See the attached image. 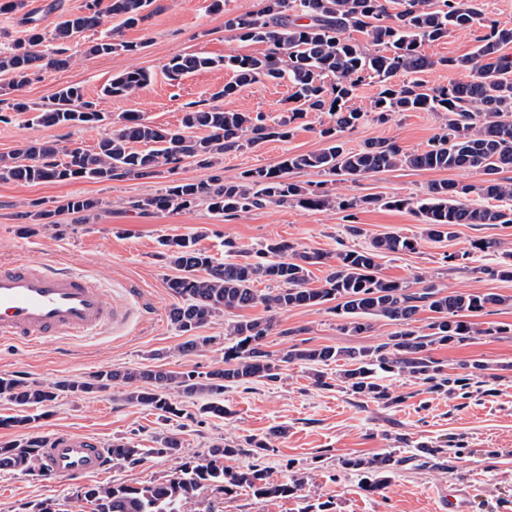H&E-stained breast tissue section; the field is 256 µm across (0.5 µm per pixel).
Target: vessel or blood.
Returning a JSON list of instances; mask_svg holds the SVG:
<instances>
[{
  "label": "vessel or blood",
  "instance_id": "obj_1",
  "mask_svg": "<svg viewBox=\"0 0 512 512\" xmlns=\"http://www.w3.org/2000/svg\"><path fill=\"white\" fill-rule=\"evenodd\" d=\"M121 320V309L91 276L17 258L0 262V341L42 344L97 335ZM46 469L70 480L109 466L101 442L62 432L47 439Z\"/></svg>",
  "mask_w": 512,
  "mask_h": 512
}]
</instances>
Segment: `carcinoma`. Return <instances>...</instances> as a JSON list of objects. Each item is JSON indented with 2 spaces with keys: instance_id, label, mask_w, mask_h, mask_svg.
I'll return each instance as SVG.
<instances>
[{
  "instance_id": "1",
  "label": "carcinoma",
  "mask_w": 512,
  "mask_h": 512,
  "mask_svg": "<svg viewBox=\"0 0 512 512\" xmlns=\"http://www.w3.org/2000/svg\"><path fill=\"white\" fill-rule=\"evenodd\" d=\"M100 0H85L77 13H62L53 40L56 47L42 49L43 38L31 33L24 42L0 49V74L13 87L29 80L30 72L41 63L53 68L71 64L68 44L87 31L102 26L104 13L121 19V25L133 26L143 20L142 12L151 0H111L107 11ZM403 9L391 13L385 0H265L261 12L230 16L224 29L240 41L262 43L261 53L229 58L175 56L166 71L172 80L201 69L224 65L235 73L233 81L216 92L228 98L239 88L260 78L271 81L288 79L301 102L296 111L326 112L331 124L320 130L326 147L313 153L292 154L273 168L258 167L243 171L235 181L224 180V153L244 146H256L270 138L290 136L287 123L271 126L260 112H229L220 107L189 111L182 127L203 128V137L181 131L159 129L138 114L123 118L112 135L100 140L92 150L59 147L27 141L8 155L0 156V181L24 184L73 180L110 181L124 177H144L163 165L185 161L213 168L216 173L205 182H178L165 191L133 203L146 212L171 208L188 209L199 201L211 211L226 216L260 208L267 203L293 201L307 210L338 207L350 210L355 199H337L326 191L316 192L288 179V173L313 170L345 179L389 171L400 166L426 170L474 169L482 179L477 184L438 181L427 188L426 198L417 202L414 213L422 218L430 239H448L460 224H512V209L475 207L467 203L476 193L488 199L512 200V182L499 174L512 169V56L501 54L512 44V27L497 23L478 39L477 49L469 56L433 60L422 54L425 42H436L480 19V0H439L438 8L429 0H401ZM350 30L367 32L379 49L366 53L347 36ZM118 50L134 52L137 46L116 43L112 31L100 33L89 48L92 55H110ZM448 66L470 72L466 82L429 87L420 75L436 66ZM401 73L414 79L399 84ZM377 80L379 91L370 109L385 119L391 112H445L447 131L434 138L429 148L414 154L403 152L389 140L371 141L359 150L339 143L337 133L352 128L364 112L349 106L366 78ZM149 81L141 69L127 70L105 86L102 95L127 96ZM34 120L48 127L94 124L105 120L96 103L84 99L80 87L60 88L53 101L39 110ZM141 144L138 150L134 145ZM99 201L72 197L54 210L34 214L49 220L61 211L72 214L90 212ZM200 232L193 238H172L161 242L170 264L180 275L168 281V288L179 298L169 311L170 322L182 333L196 331L224 313L261 305L270 312L264 319L240 320L226 327L232 343L224 348V367L201 372H173L159 366L151 369L115 368L101 370L81 380H61L49 386L30 385L15 378L0 376V394L19 407L44 406L63 394L82 396L122 388L123 398L149 407L162 416L182 414L174 397L203 398L198 413L222 417L224 389L256 380L276 382L281 370L295 363L327 365L344 362L342 383L352 394L378 403L392 401L388 388L380 383L383 373H397L418 379L434 392L454 393L468 389L467 376L451 378L429 355L436 343H455L475 335H490L492 329L458 319L461 313L481 314L508 302L496 293L450 292L443 294L428 285L412 292L407 286L378 276L376 258L382 253L412 252L416 240L400 235L374 238L370 246L345 248L336 253L334 264L318 288L309 286V266L326 264L329 256L301 251L285 240H271L254 255L236 262L214 261L197 247ZM486 273L512 280V253ZM265 280L276 284L265 294L252 288ZM336 302L334 310L347 319L343 329L361 334L373 328L371 319L386 318L400 329L381 342L358 351L336 350L325 346H291L275 358L266 350V338L277 326L275 315L295 307H315ZM423 310L433 313L425 334L413 322ZM44 441L0 442V470L20 471L46 479L41 448ZM156 454L181 459L171 478L142 486L82 487L74 492L76 503L91 506V512H183V506L197 491L214 487L224 494L240 488L255 497L277 498L293 494L303 479L293 475L274 479L263 468L230 470L224 460L241 448L233 442H217L206 452L186 455L179 441L162 436L156 439ZM112 460L135 463L143 449L131 441H117L107 449ZM399 460L392 455L375 459L347 458L344 468L359 472L363 488L380 493L386 488V474Z\"/></svg>"
}]
</instances>
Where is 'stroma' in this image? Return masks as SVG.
I'll return each mask as SVG.
<instances>
[{
  "label": "stroma",
  "mask_w": 512,
  "mask_h": 512,
  "mask_svg": "<svg viewBox=\"0 0 512 512\" xmlns=\"http://www.w3.org/2000/svg\"><path fill=\"white\" fill-rule=\"evenodd\" d=\"M85 0H25L24 10L0 12V45L23 40L29 31L50 35L62 12L76 13ZM264 0H224L214 10L212 0H153L148 17L133 27L120 28L116 40L136 44L135 52L117 51L109 57L94 56L87 48L93 33L71 44L68 68H37L21 89L8 88L0 75V154H9L25 141H52L93 149L111 134L113 123L130 112L139 113L151 125L180 128L185 112L219 105L227 111L261 112L269 121L290 118L289 138L270 139L255 148L225 153V177L238 176L257 167H274L288 155L316 152L325 143L319 131L330 116L320 112H296L294 89L289 81H257L240 88L230 98L212 95L234 74L225 68H210L171 80L165 66L178 55L212 58L254 55L261 44L233 38L224 29L228 15L259 12ZM484 18L471 28L451 33L447 39L427 42L423 54L432 59L456 58L472 53L476 38L484 34L488 20L512 26V0H482ZM141 68L151 75L149 83L128 97L101 99L104 85L120 71ZM66 85L80 86L85 99L105 112L95 125L47 127L32 123L29 111H10V104L23 101L30 108L50 103ZM378 88L366 80L353 100L365 110L355 127L339 132L345 148L357 149L375 140L396 142L404 152L428 148L443 133L446 120L440 112H394L378 120L370 100ZM210 168L183 163L176 169L161 167L148 178L128 177L106 182L77 180L67 183L20 184L0 182V261L26 258L61 262L90 274L107 288L124 312L123 320L110 333L79 342L59 340L37 347L0 342V375L30 384L48 385L63 379H83L101 370L162 365L171 371L194 368L208 371L221 367L227 323L266 317L263 306L234 310L201 328L211 337L205 350L182 353L186 337L171 324L168 313L177 298L167 282L177 271L164 256V238L198 236L199 248L220 261H238L261 244L285 240L299 249L333 254L346 247L368 246L373 238L395 233L416 239L411 252L380 255L378 273L408 288L435 286L442 291L492 292L507 297V304L476 316L484 335L462 343L436 344L430 350L449 374H468L472 382L467 396L429 392L421 381L385 374L381 382L397 400L384 405L347 392L338 381L336 364L324 367L325 385H315L314 368L292 364L279 382L252 383L224 392L226 416L197 413L195 401L182 398L181 417L165 419L144 406L122 399L119 388L79 398L62 395L48 406L31 409L28 428L0 427V442L23 438H49L69 432L97 438L108 445L130 440L144 448L140 462H112L101 474L61 481L43 479L19 471L0 470V512H30L43 500L56 502L59 512H69L72 495L86 486H140L169 479L178 459L152 451L154 439L168 435L180 441L185 453L200 454L224 440L245 443L265 436L272 428L282 434L267 455L251 451L228 458L227 467L241 470L258 465L280 478L293 472L304 485L292 496L262 499L240 490L227 495L212 488L201 490L184 505V512H307L313 493L332 501V512H435L442 491L461 493L462 512H512V280L487 275L501 256L475 250L477 240L495 238L512 251V224H462L454 238L437 242L426 237L419 217L406 208L390 207V200L424 198L428 185L448 179L479 182L473 170L426 171L406 166L339 181L336 193L361 199L353 218L336 208L317 211L297 205H267L224 217L199 202L188 209L143 212L130 203L160 193L183 180L204 181ZM81 196L98 200L96 210L86 214L58 213L54 223L38 225L35 233L22 230L23 213L36 208H54L63 200ZM363 233L350 235L348 225ZM465 257L464 269L445 263L444 254ZM278 329L266 340L268 351L285 353L296 343L310 347L365 348L387 339L395 325L376 320L370 332L344 330V319L325 306L293 308L277 316ZM443 446L441 454H427V446ZM393 454L399 466L380 495L366 494L361 477L344 470L343 458L366 459Z\"/></svg>",
  "instance_id": "35a3bbf8"
}]
</instances>
